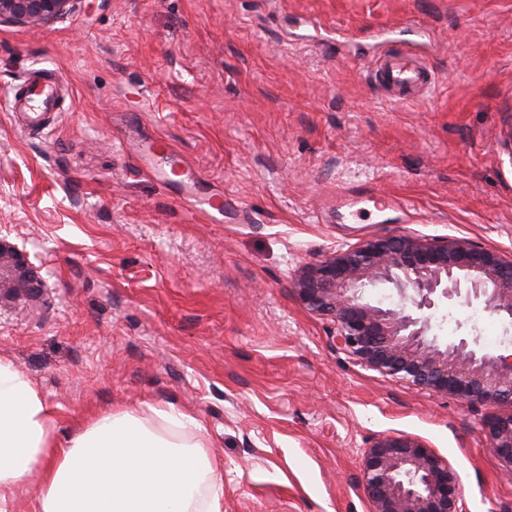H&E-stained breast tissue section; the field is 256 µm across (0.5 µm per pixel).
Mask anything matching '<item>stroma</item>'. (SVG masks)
Segmentation results:
<instances>
[{"instance_id": "obj_1", "label": "stroma", "mask_w": 512, "mask_h": 512, "mask_svg": "<svg viewBox=\"0 0 512 512\" xmlns=\"http://www.w3.org/2000/svg\"><path fill=\"white\" fill-rule=\"evenodd\" d=\"M374 27L390 52L426 29L430 92L385 97ZM39 71L58 78L50 127L0 109V239L44 291L0 309V358L54 406L57 441L170 405L203 422L224 512H369L361 452L398 432L457 471L464 512H512L491 407L361 367L294 288L366 236L512 257V0H76L0 25V92ZM154 140L223 196L221 223L154 177ZM430 316L440 343L512 354L482 302Z\"/></svg>"}]
</instances>
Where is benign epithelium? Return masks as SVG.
I'll return each mask as SVG.
<instances>
[{
	"label": "benign epithelium",
	"instance_id": "1",
	"mask_svg": "<svg viewBox=\"0 0 512 512\" xmlns=\"http://www.w3.org/2000/svg\"><path fill=\"white\" fill-rule=\"evenodd\" d=\"M76 0H0V24L37 25L69 13ZM15 286L0 303L40 295L25 257L0 242ZM377 281L421 311L462 294L512 322V259L460 239L370 237L301 269L294 288L312 313L333 324V345L361 365L423 391L507 406L485 423L486 438L512 474V359L481 354L464 338L440 347L428 317L363 302ZM361 488L370 512H463L455 470L423 441L404 434L372 440L361 454Z\"/></svg>",
	"mask_w": 512,
	"mask_h": 512
}]
</instances>
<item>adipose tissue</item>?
I'll return each instance as SVG.
<instances>
[{"label": "adipose tissue", "instance_id": "obj_1", "mask_svg": "<svg viewBox=\"0 0 512 512\" xmlns=\"http://www.w3.org/2000/svg\"><path fill=\"white\" fill-rule=\"evenodd\" d=\"M30 379L0 358V512L20 489L37 512H224V477L204 450L202 423L158 406L97 417L64 445Z\"/></svg>", "mask_w": 512, "mask_h": 512}]
</instances>
